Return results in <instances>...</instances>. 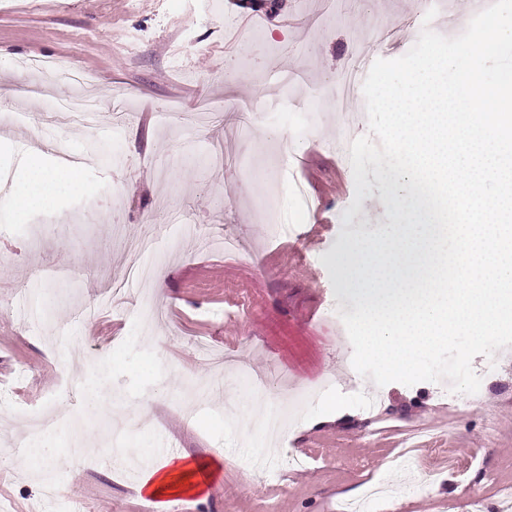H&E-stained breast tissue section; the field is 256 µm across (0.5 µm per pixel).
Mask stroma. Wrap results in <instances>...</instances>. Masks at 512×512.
<instances>
[{"mask_svg": "<svg viewBox=\"0 0 512 512\" xmlns=\"http://www.w3.org/2000/svg\"><path fill=\"white\" fill-rule=\"evenodd\" d=\"M251 2L0 0V108L27 118L0 125V512H337L375 482L403 495L372 512H454L465 489L485 512H504L512 346L494 374L474 358L471 405L444 382H392L374 416L369 379L336 378L353 355L340 315L354 309L336 258L355 231L395 222L374 173L356 197L352 171L329 152L342 115L326 91L357 59L406 54L421 0H262L257 12ZM378 17L387 29L373 28ZM32 57L95 76L98 126L45 125L48 102L74 90L52 79L48 99L27 94L21 65ZM117 96L127 117L116 130ZM16 142L50 169L78 157L80 190L56 187L18 210L29 183ZM293 180L311 209L289 194ZM272 207L287 226L276 236ZM177 212L206 235L170 226ZM228 231L238 255L224 253ZM151 236L167 259L151 282L124 284L126 241ZM244 367L263 378L261 394L237 384ZM92 386L107 413L91 409ZM330 396L346 415L315 425ZM270 406L292 422L262 469ZM47 409L66 425L35 453L27 420ZM78 428L97 452L71 455ZM178 455L221 459L222 471L162 511L134 472ZM418 470L428 486L416 485ZM48 478L62 494L48 495Z\"/></svg>", "mask_w": 512, "mask_h": 512, "instance_id": "1", "label": "stroma"}]
</instances>
